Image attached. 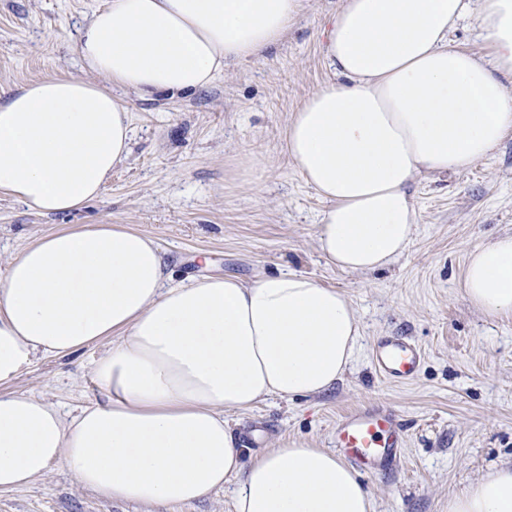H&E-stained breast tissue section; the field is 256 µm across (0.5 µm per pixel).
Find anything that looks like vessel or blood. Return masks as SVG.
<instances>
[{
	"instance_id": "vessel-or-blood-1",
	"label": "vessel or blood",
	"mask_w": 512,
	"mask_h": 512,
	"mask_svg": "<svg viewBox=\"0 0 512 512\" xmlns=\"http://www.w3.org/2000/svg\"><path fill=\"white\" fill-rule=\"evenodd\" d=\"M374 357L384 378L406 382L418 373L423 352L404 338L389 336L378 341ZM336 446L361 469H376L400 455L403 429L388 409L362 408L337 421Z\"/></svg>"
}]
</instances>
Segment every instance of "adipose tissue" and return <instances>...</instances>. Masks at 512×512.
<instances>
[{
	"label": "adipose tissue",
	"instance_id": "obj_1",
	"mask_svg": "<svg viewBox=\"0 0 512 512\" xmlns=\"http://www.w3.org/2000/svg\"><path fill=\"white\" fill-rule=\"evenodd\" d=\"M300 0H104L75 41L88 77L33 82L0 101V195L42 214L100 198L128 154L126 92L209 87L279 43ZM471 17L489 49L452 44ZM325 54L340 83L285 134L290 164L326 201L317 245L372 272L410 245L420 175L462 171L512 132V0H343ZM464 295L512 315V234L471 251ZM349 297L300 273L173 282L162 248L120 224L39 237L0 274V492L52 466L100 497L189 504L235 483L234 512H375L334 452L290 440L252 457L227 417L267 398L327 392L353 360ZM97 346L101 399L61 412L14 382L44 357ZM448 512H512V465L449 496Z\"/></svg>",
	"mask_w": 512,
	"mask_h": 512
}]
</instances>
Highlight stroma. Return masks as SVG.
Here are the masks:
<instances>
[{"label": "stroma", "instance_id": "1", "mask_svg": "<svg viewBox=\"0 0 512 512\" xmlns=\"http://www.w3.org/2000/svg\"><path fill=\"white\" fill-rule=\"evenodd\" d=\"M102 2L0 0V97L52 76H84L75 39ZM341 4L301 0L280 43L206 89L173 99L126 94L130 150L102 198L44 216L0 197V271L43 234L124 224L160 245L178 281L289 271L344 292L362 336L343 380L323 395L261 401L232 424L251 452L290 439L330 450L342 414L388 408L405 426V447L391 470L359 474L376 512H448L450 495L489 466L512 463V316H486L463 295L468 251L512 233V133L473 167L412 183L415 237L391 265L354 273L328 264L316 242L326 204L293 170L282 139L293 113L335 79L325 29ZM383 336L421 347L415 379L378 373L373 351ZM98 354L92 347L40 360L14 387L65 412L78 408L99 395L91 372ZM232 488L191 504L137 506L100 498L56 465L0 492V512H234Z\"/></svg>", "mask_w": 512, "mask_h": 512}]
</instances>
